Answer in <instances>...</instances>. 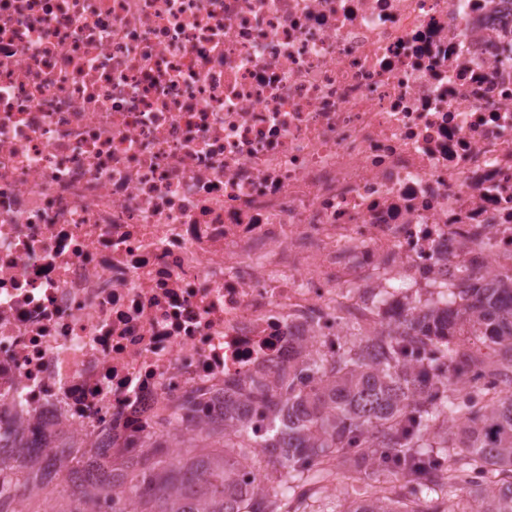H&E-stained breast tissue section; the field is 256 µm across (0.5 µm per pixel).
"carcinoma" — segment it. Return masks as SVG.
Returning a JSON list of instances; mask_svg holds the SVG:
<instances>
[{
  "instance_id": "obj_1",
  "label": "carcinoma",
  "mask_w": 512,
  "mask_h": 512,
  "mask_svg": "<svg viewBox=\"0 0 512 512\" xmlns=\"http://www.w3.org/2000/svg\"><path fill=\"white\" fill-rule=\"evenodd\" d=\"M457 272L448 298L379 323L329 359L295 348L288 383H252L253 415H237L224 395L188 459L163 451L179 439L167 430L133 460L108 438L87 455L0 465V512H29L50 488L51 512H306L318 465L334 456L370 480L340 512H512V268L493 280ZM460 336L479 337L492 354ZM482 380L500 388L491 403ZM451 382L473 391L450 395ZM450 413L464 418L457 433L442 430ZM256 455L264 486L248 490L237 476ZM285 470L283 491L273 478ZM382 476L410 484L411 497L378 495Z\"/></svg>"
}]
</instances>
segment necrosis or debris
<instances>
[{
  "label": "necrosis or debris",
  "mask_w": 512,
  "mask_h": 512,
  "mask_svg": "<svg viewBox=\"0 0 512 512\" xmlns=\"http://www.w3.org/2000/svg\"><path fill=\"white\" fill-rule=\"evenodd\" d=\"M512 267V0H0V445L126 456Z\"/></svg>",
  "instance_id": "necrosis-or-debris-1"
}]
</instances>
